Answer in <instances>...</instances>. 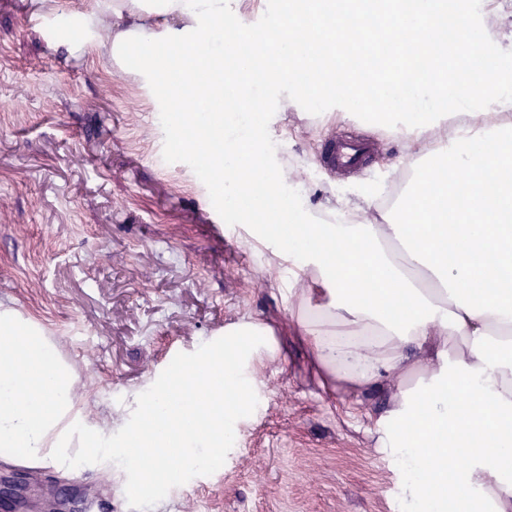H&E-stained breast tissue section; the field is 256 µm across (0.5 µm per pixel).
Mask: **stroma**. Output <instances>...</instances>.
<instances>
[{
    "label": "stroma",
    "mask_w": 512,
    "mask_h": 512,
    "mask_svg": "<svg viewBox=\"0 0 512 512\" xmlns=\"http://www.w3.org/2000/svg\"><path fill=\"white\" fill-rule=\"evenodd\" d=\"M0 0V305L54 343L79 379L76 408L134 413L136 392L171 361L224 340L243 318L267 322L277 355L239 423L238 449L165 495L127 493L111 461L83 466L112 512H405V474L371 432L383 406L325 390L296 334L283 269L212 195L197 163L172 149L157 89L96 44L68 49L59 17L98 0ZM277 152L304 172L311 210L345 207L374 185L381 205L404 186L403 139L355 120L286 108ZM371 142L366 167L341 173L323 149L336 132Z\"/></svg>",
    "instance_id": "1"
}]
</instances>
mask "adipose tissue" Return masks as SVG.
<instances>
[{
	"label": "adipose tissue",
	"instance_id": "ef3b65f1",
	"mask_svg": "<svg viewBox=\"0 0 512 512\" xmlns=\"http://www.w3.org/2000/svg\"><path fill=\"white\" fill-rule=\"evenodd\" d=\"M244 1L99 0L95 12L76 14L71 42L105 33L100 46L116 66L146 82L160 79L164 55L191 59L159 108L170 115L171 136L185 123L205 124L204 136L184 147L187 157L207 152L212 137L223 140L207 177L216 195L231 192L227 208L239 223H253L258 213L287 221V231L272 240L297 259L296 325L321 386L385 396L373 433L407 474L403 495L411 512H442L451 500L458 512H512V280L499 275L500 267H512V224L504 221L512 214V53L487 25L486 0H416L411 11L384 9L375 28L340 9L330 31L318 11L284 13L274 0H248L268 25H247ZM228 18L243 23L252 46L233 71L224 67L220 39ZM449 24L458 32L451 42L442 36ZM270 28L283 48L275 66L266 63ZM363 37L393 61L388 74L337 67V49ZM301 71L308 75L303 84L295 79ZM188 85L196 95L189 112L182 101ZM367 85L376 96H363ZM228 98L244 108L260 101L249 126L225 111ZM288 106L341 120L368 116L404 137L412 152L399 169L413 178L401 197L380 207L373 193H362L346 209L347 224L318 221L306 199L286 200L288 171L269 145L272 115ZM428 132L438 133L440 145L424 153L419 145ZM487 142L499 143V151L481 152ZM491 168L500 174L493 187L485 183ZM259 171L269 186L262 196L251 189ZM462 199L466 212L449 221ZM365 265L380 282L372 292L359 278ZM315 284L320 292H312ZM396 303L402 313L391 312ZM228 344L240 347L229 362ZM277 350L264 322L225 327L223 344L171 367L164 382L138 394L140 418L117 414L93 427L85 463L118 457L131 482L149 489L158 475L178 478L199 455L225 456L213 435L250 412L253 364ZM36 373L44 383L37 396L28 388ZM227 387L240 395L236 408L212 410ZM74 406L75 381L54 345L1 311L0 447L67 463L80 423ZM156 407L161 422L143 437L144 416ZM419 413L424 421L416 434L408 424Z\"/></svg>",
	"mask_w": 512,
	"mask_h": 512
}]
</instances>
